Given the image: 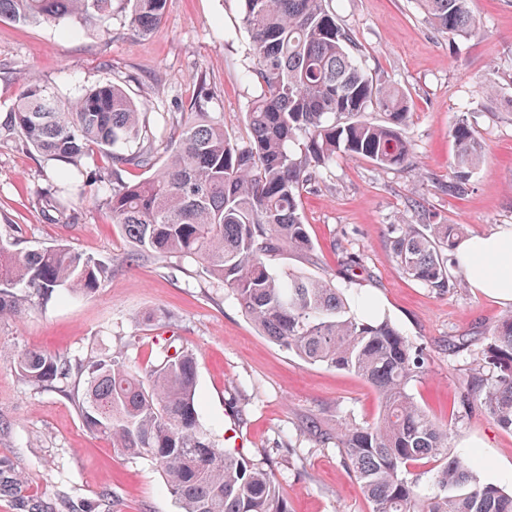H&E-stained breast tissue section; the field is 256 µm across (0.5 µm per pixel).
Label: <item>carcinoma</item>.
<instances>
[{
	"label": "carcinoma",
	"mask_w": 512,
	"mask_h": 512,
	"mask_svg": "<svg viewBox=\"0 0 512 512\" xmlns=\"http://www.w3.org/2000/svg\"><path fill=\"white\" fill-rule=\"evenodd\" d=\"M334 0H240L253 65L244 78L258 86L243 144L224 133V116L195 100L176 139L157 163L140 146L148 123L144 106L115 83L87 87L61 103L45 85L22 89L4 130L20 135L56 163L53 190L38 197L50 220L65 212L87 159L99 153L112 178L86 179L132 247L131 258L152 254L202 264L231 293L261 332L310 364L352 372L377 392L371 423L336 429V447L359 483L371 512H512V493L477 478L478 456L451 452L448 425L430 417L407 391L423 372L422 350L360 300L354 313L341 289L297 272L278 274L283 252L316 262L301 212L305 189L322 183L338 157L365 158L382 168L403 166L413 147L403 136L409 96L373 77L355 37L336 20ZM167 0H0V18L23 25L64 20L104 22L115 13L141 36L159 25ZM448 41L472 37L480 18L472 0H418ZM375 112L380 120L364 114ZM449 134L455 147L448 194L464 195L481 163L482 146L467 119ZM129 166L152 170L129 182ZM458 224H396L390 248L412 279L438 291L452 275L443 251H453ZM109 267L66 245L13 252L0 243V319L15 317L32 298L49 301L96 292ZM492 369L462 397L477 402L512 429V313L491 330L482 353ZM16 372L39 387L83 378L75 404L84 427L132 459L162 472L181 512H290L276 474L218 447L199 421L197 360L189 350L163 348L156 364L139 368L120 351L101 358L25 350ZM432 465L438 492L422 498L407 478L413 464ZM21 473L0 464V492Z\"/></svg>",
	"instance_id": "carcinoma-1"
}]
</instances>
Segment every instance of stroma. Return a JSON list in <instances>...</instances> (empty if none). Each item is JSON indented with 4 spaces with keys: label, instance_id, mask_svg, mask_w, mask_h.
I'll list each match as a JSON object with an SVG mask.
<instances>
[{
    "label": "stroma",
    "instance_id": "1",
    "mask_svg": "<svg viewBox=\"0 0 512 512\" xmlns=\"http://www.w3.org/2000/svg\"><path fill=\"white\" fill-rule=\"evenodd\" d=\"M336 10L368 71L408 93L404 134L413 158L389 169L337 159L302 195L318 264L285 255L275 268L307 270L351 300L370 297L424 351L425 371L409 385L415 402L448 423L454 448L476 447L480 480L511 490L512 430L481 408L463 409L460 398L482 372L490 330L512 303L474 292L459 271L444 292L413 280L392 257L390 231L426 214L462 225L467 238L512 228V0H474L480 30L456 51L415 0H339ZM67 27L0 19L1 116L31 84L67 100L115 82L145 104L150 137H176L204 91L210 111L223 113L227 136L248 140L245 114L255 91L243 79L252 59L238 0H168L148 38L119 16L75 36ZM462 117L477 133L483 160L469 191L455 197L444 190L454 157L448 132ZM53 174L19 135L0 133V236L16 252L68 245L105 261L110 276L92 297L53 300L0 321V461L23 475L16 494L0 493V512H22L24 499L40 512H84L105 491L112 512H180L156 466L86 431L72 400L76 378L36 388L13 367L23 350L86 358L116 349L144 366L168 344L197 357L201 425L216 445L271 462L290 512H370L335 440L315 442L306 428L332 432L375 420L380 403L371 385L307 363L264 336L201 265L153 255L129 262V242L93 196L75 202L74 218L46 222L36 198Z\"/></svg>",
    "mask_w": 512,
    "mask_h": 512
}]
</instances>
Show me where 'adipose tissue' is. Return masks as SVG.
Returning <instances> with one entry per match:
<instances>
[{
  "label": "adipose tissue",
  "mask_w": 512,
  "mask_h": 512,
  "mask_svg": "<svg viewBox=\"0 0 512 512\" xmlns=\"http://www.w3.org/2000/svg\"><path fill=\"white\" fill-rule=\"evenodd\" d=\"M455 258L471 288L512 302V228L461 240Z\"/></svg>",
  "instance_id": "obj_1"
}]
</instances>
